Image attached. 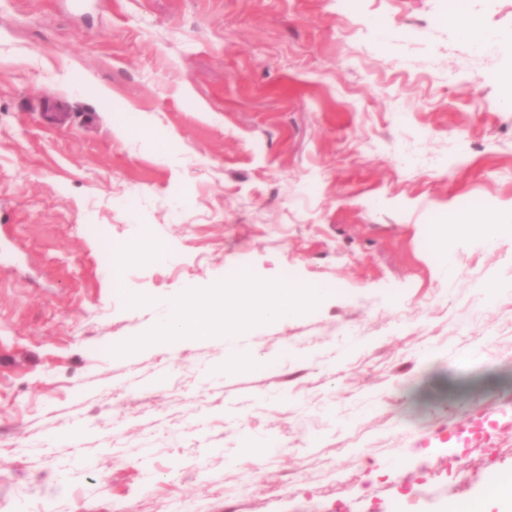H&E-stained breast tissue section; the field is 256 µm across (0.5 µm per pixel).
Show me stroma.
Returning <instances> with one entry per match:
<instances>
[{
	"label": "stroma",
	"instance_id": "obj_1",
	"mask_svg": "<svg viewBox=\"0 0 512 512\" xmlns=\"http://www.w3.org/2000/svg\"><path fill=\"white\" fill-rule=\"evenodd\" d=\"M462 3L492 40L449 0H0V512H459L512 473V0ZM241 270L322 300L221 375L127 353ZM147 234L138 242L127 244L119 250L122 257H127L128 260L146 261L152 263H163L167 259L166 251L155 243Z\"/></svg>",
	"mask_w": 512,
	"mask_h": 512
}]
</instances>
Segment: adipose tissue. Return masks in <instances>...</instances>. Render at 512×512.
I'll return each instance as SVG.
<instances>
[{"label":"adipose tissue","mask_w":512,"mask_h":512,"mask_svg":"<svg viewBox=\"0 0 512 512\" xmlns=\"http://www.w3.org/2000/svg\"><path fill=\"white\" fill-rule=\"evenodd\" d=\"M321 298L320 289L307 284L261 288L248 277L232 282L212 279L178 297L161 300L162 311L148 338H135L132 344L138 347L146 340L178 343L219 336L224 341L221 368L226 371L240 364L234 336L259 322L294 318Z\"/></svg>","instance_id":"obj_1"}]
</instances>
